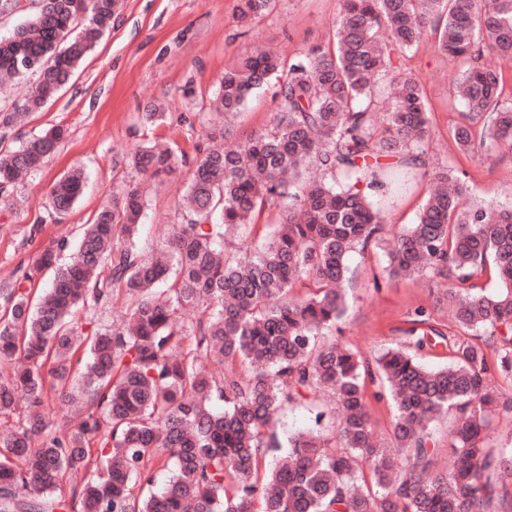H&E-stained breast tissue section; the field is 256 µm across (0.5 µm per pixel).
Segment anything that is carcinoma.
<instances>
[{"instance_id": "obj_1", "label": "carcinoma", "mask_w": 512, "mask_h": 512, "mask_svg": "<svg viewBox=\"0 0 512 512\" xmlns=\"http://www.w3.org/2000/svg\"><path fill=\"white\" fill-rule=\"evenodd\" d=\"M278 0H236L249 25ZM117 0H0V17L27 13L0 36V77L35 76L7 130L52 100L112 27ZM464 63L454 89L463 121L456 149L512 153V0H341L328 39L286 58L258 49L224 71L212 97L231 117L275 81L269 127L232 145L213 124L183 190L180 222L159 254L140 243L148 200L137 186L112 195L76 243L51 238L35 261L53 271L41 293L32 276L0 281V512H491L512 485V448L493 452V420L512 416V203L472 198L464 172H429L415 223L387 241L373 192L387 186L384 158L426 165L429 107L407 52L424 41ZM498 60L495 67L485 57ZM65 130L0 155V210L18 178L39 171ZM129 167L154 179L178 168L176 150L144 144ZM84 176L49 191L48 215L68 213ZM264 213L273 224H260ZM261 239L243 250L244 230ZM376 248L391 279L448 282L443 300L460 334L414 312L411 337L373 356L336 341L347 309L349 257ZM497 288L488 291L486 280ZM123 296L119 323L86 329L69 319ZM188 311L196 312L190 319ZM448 348L446 366L416 352ZM502 384L495 385L490 377ZM394 409L377 439L367 386ZM327 391L339 406L334 433L288 437L283 409ZM26 402L17 413V398ZM73 411L64 425L46 414ZM453 415L452 467L439 469L430 424ZM169 469L153 491L155 471ZM74 483L70 499L60 483Z\"/></svg>"}]
</instances>
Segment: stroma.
<instances>
[{
  "label": "stroma",
  "mask_w": 512,
  "mask_h": 512,
  "mask_svg": "<svg viewBox=\"0 0 512 512\" xmlns=\"http://www.w3.org/2000/svg\"><path fill=\"white\" fill-rule=\"evenodd\" d=\"M338 10L339 0H279L269 16L245 29L236 19L234 0H118L110 31L56 99L12 127L5 141L14 149L51 127L66 131L43 169L18 186L16 208L0 213V280L33 272L43 242L74 235L77 225L91 222L113 191L129 184L143 187L148 197L146 252L164 247L178 221L183 185L206 145L203 116L225 68L242 53L268 46L298 55L309 44L328 39ZM407 66L422 84L432 136L425 146L426 168L394 165L391 181L378 198L387 234L415 223L428 192V168L460 167L478 198L511 202L512 157L492 161L464 156L448 136L465 110L452 88L462 62L434 54L424 44L410 53ZM157 99L166 100L167 116L160 124L146 125L141 114ZM276 107L273 89L252 97L232 118L234 133L243 137L270 126ZM152 139L176 145L184 154L176 173L158 187L124 162L130 149ZM74 167L85 173L84 193L57 224L47 215L46 194ZM349 264L348 311L339 325V340L373 355L404 341L418 308L456 333L441 302L445 282L424 276L389 279L379 249L351 254Z\"/></svg>",
  "instance_id": "1"
}]
</instances>
